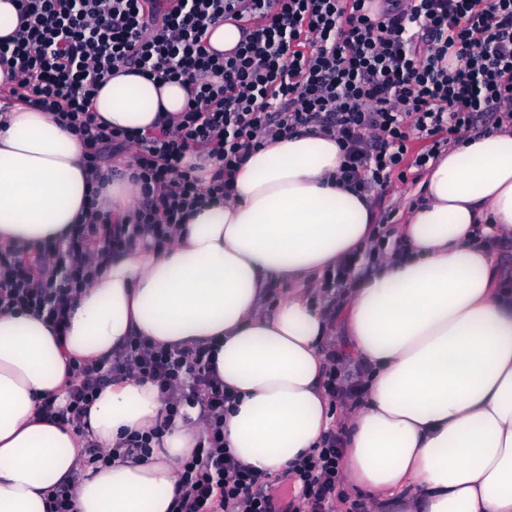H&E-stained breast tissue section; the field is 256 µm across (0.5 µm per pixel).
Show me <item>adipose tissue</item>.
<instances>
[{"mask_svg": "<svg viewBox=\"0 0 512 512\" xmlns=\"http://www.w3.org/2000/svg\"><path fill=\"white\" fill-rule=\"evenodd\" d=\"M187 100L180 83L120 72L92 109L148 133ZM341 161L335 139L304 133L257 150L234 198L194 210L167 249L112 256L77 296L64 340L29 313L0 314V512H49L63 483L75 512H173L176 463L198 426L175 421L149 459L92 470L84 440L38 410L73 359L108 358L132 336L212 349L238 393L224 440L248 466L278 474L338 421L345 481L373 512H512V290L476 241L512 237V130L468 135L428 167L400 227L411 258L383 257L348 297V351L370 373L362 403L334 413L320 348L331 321L300 287L275 311L264 300L270 279L297 282L372 239L377 212L337 183ZM129 166L118 158V177L93 193L78 138L15 104L0 120V248L67 239L94 198L126 222L140 201ZM162 413L151 382L123 380L91 405L87 438L109 448Z\"/></svg>", "mask_w": 512, "mask_h": 512, "instance_id": "adipose-tissue-1", "label": "adipose tissue"}]
</instances>
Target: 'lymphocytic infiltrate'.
<instances>
[{"instance_id": "lymphocytic-infiltrate-1", "label": "lymphocytic infiltrate", "mask_w": 512, "mask_h": 512, "mask_svg": "<svg viewBox=\"0 0 512 512\" xmlns=\"http://www.w3.org/2000/svg\"><path fill=\"white\" fill-rule=\"evenodd\" d=\"M20 22L0 39V96L50 113L85 148L99 173L108 152L134 148L129 177L142 194L133 220L110 215L36 247L32 260L0 249V313L22 310L63 337L71 305L100 264L136 242L168 246L187 213L232 197L239 170L269 143L306 132L333 136L337 178L360 193L406 179L443 147L477 130L512 128V0H17ZM240 22L232 53L207 43L219 21ZM189 87L184 112L136 134L98 122L91 106L119 68ZM423 142L413 151L414 142ZM202 150L218 166L208 186L183 165ZM129 378L152 382L164 419L105 450L85 442L84 465L117 455L149 457L176 419L197 409V452L177 465L175 512H336L344 492L343 439L327 432L285 476L299 493L280 506L269 476L224 446L236 401L207 347L168 349L133 336L109 360L79 361L41 414L83 434L98 392Z\"/></svg>"}]
</instances>
